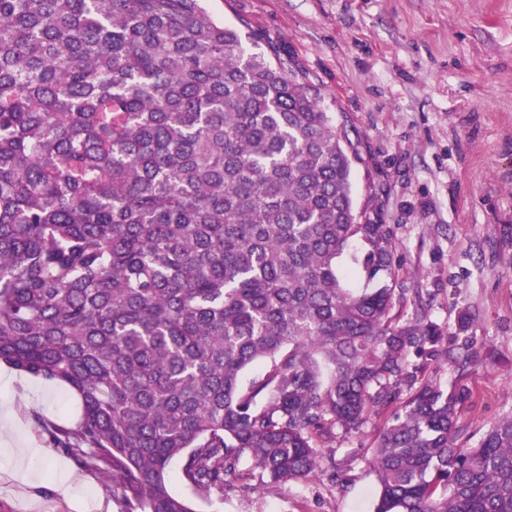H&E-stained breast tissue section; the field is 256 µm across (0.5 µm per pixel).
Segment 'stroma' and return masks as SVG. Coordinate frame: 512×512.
<instances>
[{"mask_svg": "<svg viewBox=\"0 0 512 512\" xmlns=\"http://www.w3.org/2000/svg\"><path fill=\"white\" fill-rule=\"evenodd\" d=\"M215 20L246 46L276 44L318 91L354 146L358 208L394 229L398 279L417 289L432 320L459 311L478 360L444 364L445 388L473 393V437L512 413V0H208ZM0 388L13 438L0 444V503L11 512H119L96 471L55 449L46 426L75 427L79 397L18 373ZM337 434L308 480L272 490L249 460L223 501L196 512H372V445L383 424ZM41 454L30 459L25 449ZM75 473L69 495L60 470Z\"/></svg>", "mask_w": 512, "mask_h": 512, "instance_id": "35a3bbf8", "label": "stroma"}]
</instances>
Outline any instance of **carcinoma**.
I'll return each instance as SVG.
<instances>
[{"mask_svg": "<svg viewBox=\"0 0 512 512\" xmlns=\"http://www.w3.org/2000/svg\"><path fill=\"white\" fill-rule=\"evenodd\" d=\"M349 147L201 0H0V361L79 396L51 439L120 512H195L176 457L207 502L244 457L305 481L391 406L373 512H512V414L472 445L471 391L431 375L475 358L471 318L407 312Z\"/></svg>", "mask_w": 512, "mask_h": 512, "instance_id": "carcinoma-1", "label": "carcinoma"}]
</instances>
